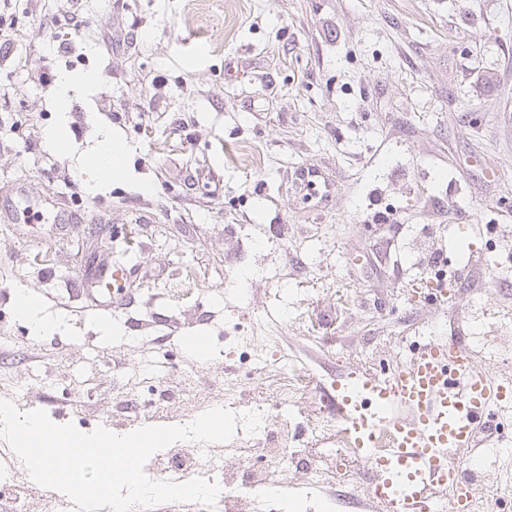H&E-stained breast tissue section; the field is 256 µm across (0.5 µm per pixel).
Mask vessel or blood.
<instances>
[{
	"instance_id": "1",
	"label": "vessel or blood",
	"mask_w": 512,
	"mask_h": 512,
	"mask_svg": "<svg viewBox=\"0 0 512 512\" xmlns=\"http://www.w3.org/2000/svg\"><path fill=\"white\" fill-rule=\"evenodd\" d=\"M512 405V380L479 369L460 337L432 336L392 373L349 377L337 385L333 409L366 454L368 496L388 512H436L431 487L454 490V512H476L478 477L489 449L478 441L500 405ZM382 431L394 437L371 454Z\"/></svg>"
}]
</instances>
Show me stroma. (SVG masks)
<instances>
[{
  "mask_svg": "<svg viewBox=\"0 0 512 512\" xmlns=\"http://www.w3.org/2000/svg\"><path fill=\"white\" fill-rule=\"evenodd\" d=\"M0 88V399L26 398L81 432L223 406L266 392V424L306 431L279 485L297 512H361L362 466L306 471L328 392L351 372L413 355L426 337L477 321L468 344L486 372L512 377V283L471 268L447 302L410 299L435 249L493 245L512 256V0H21ZM72 11L55 28L69 53L37 48L33 16ZM109 16L111 34L97 31ZM78 81L65 109L46 70ZM125 114L118 123L113 113ZM64 126L56 147L28 133ZM127 172L99 184L86 160L103 136ZM303 167L332 186L292 183ZM80 215L61 217V206ZM396 214L376 224L378 211ZM124 267L111 301L88 291V265ZM29 291L58 333L33 338L12 296ZM263 318V351H288L310 386L287 400L240 362L238 339ZM114 324L123 339L106 341ZM209 339L205 353L186 336ZM500 456L480 478L482 512H512Z\"/></svg>",
  "mask_w": 512,
  "mask_h": 512,
  "instance_id": "1",
  "label": "stroma"
}]
</instances>
